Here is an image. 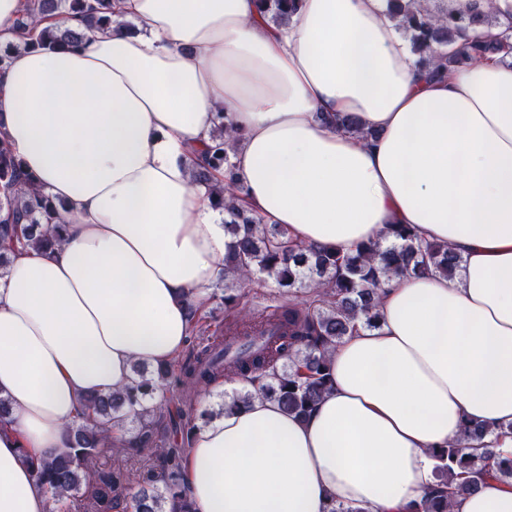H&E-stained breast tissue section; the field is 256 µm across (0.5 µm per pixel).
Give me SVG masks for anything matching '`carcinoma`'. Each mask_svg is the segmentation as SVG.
Returning <instances> with one entry per match:
<instances>
[{"mask_svg": "<svg viewBox=\"0 0 512 512\" xmlns=\"http://www.w3.org/2000/svg\"><path fill=\"white\" fill-rule=\"evenodd\" d=\"M260 11L274 25L288 26L301 6V0H259ZM72 12L88 29H103L112 23V0H28L26 12L18 19L20 30L36 27L41 17L58 9ZM387 14L396 21L400 34L419 54L424 65L435 64L436 75L449 65L499 50L502 42L472 40L469 50L445 53L459 36L495 22L491 11L453 15L433 11L416 0H387ZM82 33L72 30L44 29L31 42L0 45V66L11 52L21 47H64L78 44ZM218 135L194 163L193 179L209 184L214 174L224 171V190L216 193V206L222 208L225 233L224 308L237 313L239 320L226 327L229 343L258 335L263 347L241 351L224 361V345L203 346L195 351L180 376L182 437L187 439L197 427L191 412L192 393L210 378L223 374L230 380L249 381L255 391L238 390L224 400L222 410L247 405L253 394L275 399L282 410L307 418L321 397L332 388L330 351L336 342L361 325L370 330L381 326L378 297L391 276L435 275L454 277L461 259L448 246L420 240L408 224H392L388 235L393 240L360 246L356 253L345 254L328 247L306 246L288 237L276 224H265L236 203L234 186L237 132L218 113ZM59 207L43 191L36 178L0 139V238L33 248L48 250L61 241L60 225L43 227L53 219ZM262 274L288 293V302L273 315L253 320L239 310L241 287L256 284ZM132 371L137 383L122 393L92 396L87 400L88 414L68 428L67 451L49 458L31 460L37 481L52 492L56 500H68L82 512H195L185 485L178 449L165 441L161 425L170 400L165 396L170 366L150 371L135 363ZM159 396L149 408L135 414L138 431L123 451L149 450L164 468L163 490L143 487L135 490L138 474L120 467L101 469L97 465L106 448V434L118 412L127 406L135 409L146 398ZM464 440H480L487 434L512 435V423L491 430L467 423ZM439 461L436 480L416 512H450L453 499L472 494L487 478L495 477L512 485V455L502 456L494 448H473L460 442L435 452Z\"/></svg>", "mask_w": 512, "mask_h": 512, "instance_id": "carcinoma-1", "label": "carcinoma"}]
</instances>
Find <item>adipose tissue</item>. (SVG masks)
Returning a JSON list of instances; mask_svg holds the SVG:
<instances>
[{
  "label": "adipose tissue",
  "mask_w": 512,
  "mask_h": 512,
  "mask_svg": "<svg viewBox=\"0 0 512 512\" xmlns=\"http://www.w3.org/2000/svg\"><path fill=\"white\" fill-rule=\"evenodd\" d=\"M115 4L107 30L0 68V130L65 204L54 250L0 241V512H51L28 457L64 450L87 395L184 348L189 305L224 273V214L192 180L221 112L264 223L343 252L409 224L461 263L383 286L380 329L337 342L308 418L258 395L197 428V512H415L434 449L465 421L512 422V66L490 54L430 77L386 0H304L284 27L257 0ZM445 6L492 9L480 39L512 33V0ZM452 512H512V487L486 479Z\"/></svg>",
  "instance_id": "1"
}]
</instances>
